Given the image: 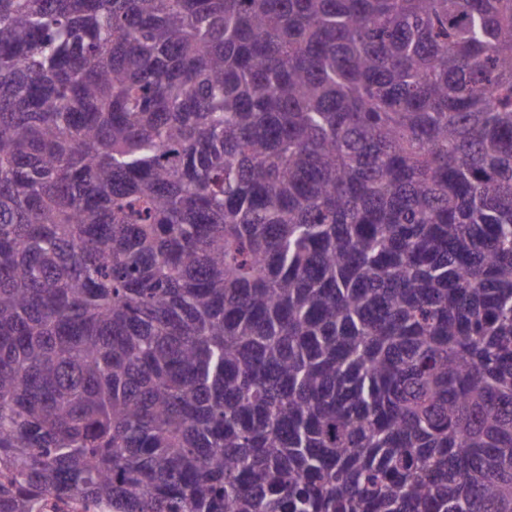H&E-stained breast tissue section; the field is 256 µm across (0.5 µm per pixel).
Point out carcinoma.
I'll list each match as a JSON object with an SVG mask.
<instances>
[{
    "mask_svg": "<svg viewBox=\"0 0 512 512\" xmlns=\"http://www.w3.org/2000/svg\"><path fill=\"white\" fill-rule=\"evenodd\" d=\"M512 512V0H0V512ZM41 512H104V510L82 501H60L54 496H48L42 502Z\"/></svg>",
    "mask_w": 512,
    "mask_h": 512,
    "instance_id": "1",
    "label": "carcinoma"
}]
</instances>
